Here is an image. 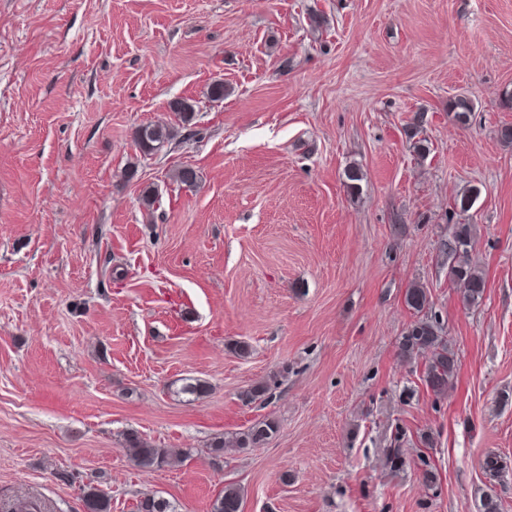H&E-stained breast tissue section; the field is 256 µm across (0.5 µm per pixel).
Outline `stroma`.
<instances>
[{
    "mask_svg": "<svg viewBox=\"0 0 512 512\" xmlns=\"http://www.w3.org/2000/svg\"><path fill=\"white\" fill-rule=\"evenodd\" d=\"M178 99L198 136L140 154L138 126L175 123ZM504 125L512 0H0V512H83L63 473L100 481L112 512L146 493L209 512L230 484L243 512H478L489 491L512 512ZM183 166L195 186L174 181ZM459 223L487 282L476 307L442 251ZM414 283L457 358L444 398L397 347ZM274 374L267 404L240 400ZM189 378L207 394L182 393ZM264 417L266 444L209 455ZM129 430L189 454L140 470ZM423 430L433 487L386 465Z\"/></svg>",
    "mask_w": 512,
    "mask_h": 512,
    "instance_id": "1",
    "label": "stroma"
}]
</instances>
